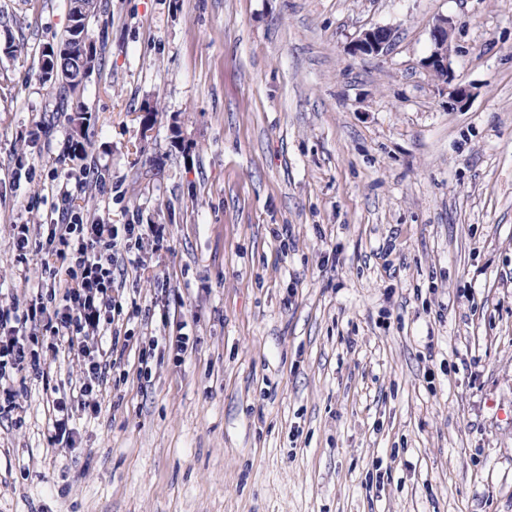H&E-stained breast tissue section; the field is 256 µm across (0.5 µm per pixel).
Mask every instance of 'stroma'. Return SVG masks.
<instances>
[{"label": "stroma", "instance_id": "1", "mask_svg": "<svg viewBox=\"0 0 512 512\" xmlns=\"http://www.w3.org/2000/svg\"><path fill=\"white\" fill-rule=\"evenodd\" d=\"M98 3L81 161L38 71L67 0H0V306L40 282L14 225L67 207L164 227L116 263L114 327L198 342L148 381L128 347L76 448L47 442L71 361L27 379L0 512H512V0ZM451 35L452 26L448 18L441 17L437 19L430 29L433 49L425 61L427 67L431 68L438 76L444 78L449 84L452 82L448 65V57L451 51ZM394 33L390 28L377 26L364 30L355 40L350 51L353 54L378 56L391 47Z\"/></svg>", "mask_w": 512, "mask_h": 512}]
</instances>
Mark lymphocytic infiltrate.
Returning <instances> with one entry per match:
<instances>
[{
    "instance_id": "f902f5d3",
    "label": "lymphocytic infiltrate",
    "mask_w": 512,
    "mask_h": 512,
    "mask_svg": "<svg viewBox=\"0 0 512 512\" xmlns=\"http://www.w3.org/2000/svg\"><path fill=\"white\" fill-rule=\"evenodd\" d=\"M163 242L154 224H85L77 220L40 229L31 224L13 227L19 263L30 253L41 254V280L47 294L25 303L0 308V416L17 409V379L47 378V354H66L76 365V375L66 391L52 401L50 441L75 447L78 432L72 424L75 410L98 411L102 387L115 366L121 336L113 331L122 312L113 291V267L118 258L133 254L144 240ZM165 346L175 362L192 354L195 337L181 332L138 346L140 373L150 377L149 362L158 346Z\"/></svg>"
}]
</instances>
